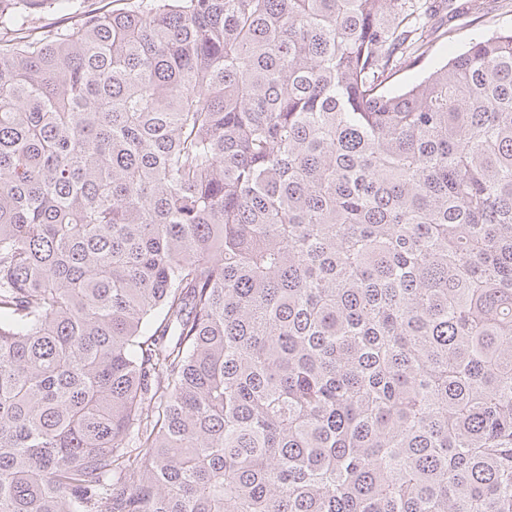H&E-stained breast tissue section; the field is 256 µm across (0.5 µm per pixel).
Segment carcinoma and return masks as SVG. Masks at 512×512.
<instances>
[{"label": "carcinoma", "instance_id": "carcinoma-1", "mask_svg": "<svg viewBox=\"0 0 512 512\" xmlns=\"http://www.w3.org/2000/svg\"><path fill=\"white\" fill-rule=\"evenodd\" d=\"M0 0V512H512V31L430 0ZM73 14L64 16L59 10L55 8L52 0L43 2L41 10L36 14L35 22L40 25H53V26H66L74 22ZM431 1L436 4L437 18L445 22L444 27H452L451 37L435 41L416 65L398 72L389 85L393 91L399 92L421 80L467 49L471 42L512 29V0H482L485 9L480 13H465L468 0ZM448 3L453 4L448 7ZM451 8L457 9L451 11Z\"/></svg>", "mask_w": 512, "mask_h": 512}]
</instances>
